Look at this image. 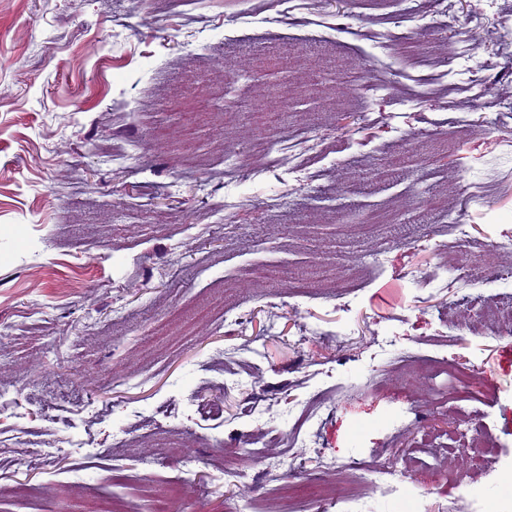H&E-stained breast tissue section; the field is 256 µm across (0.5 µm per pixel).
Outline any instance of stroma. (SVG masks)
I'll use <instances>...</instances> for the list:
<instances>
[{
	"mask_svg": "<svg viewBox=\"0 0 512 512\" xmlns=\"http://www.w3.org/2000/svg\"><path fill=\"white\" fill-rule=\"evenodd\" d=\"M511 235L512 0H0V512H289L352 458L512 512V337L470 330ZM448 243L474 284L418 287ZM449 374L453 385L448 390V398L475 393L478 387V373L464 368L453 367L449 369Z\"/></svg>",
	"mask_w": 512,
	"mask_h": 512,
	"instance_id": "obj_1",
	"label": "stroma"
}]
</instances>
